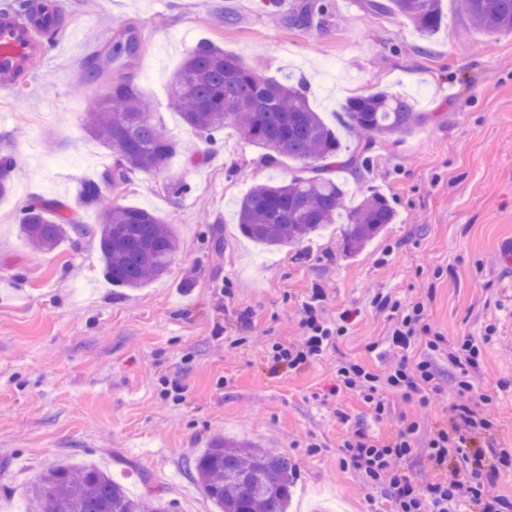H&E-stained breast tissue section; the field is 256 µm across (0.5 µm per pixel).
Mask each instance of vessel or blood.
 <instances>
[{"label":"vessel or blood","mask_w":512,"mask_h":512,"mask_svg":"<svg viewBox=\"0 0 512 512\" xmlns=\"http://www.w3.org/2000/svg\"><path fill=\"white\" fill-rule=\"evenodd\" d=\"M59 0L23 13L0 12V87L11 88L18 71L30 72L59 47L66 29L57 22Z\"/></svg>","instance_id":"vessel-or-blood-1"}]
</instances>
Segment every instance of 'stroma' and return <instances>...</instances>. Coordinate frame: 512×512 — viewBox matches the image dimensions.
Here are the masks:
<instances>
[{
    "label": "stroma",
    "mask_w": 512,
    "mask_h": 512,
    "mask_svg": "<svg viewBox=\"0 0 512 512\" xmlns=\"http://www.w3.org/2000/svg\"><path fill=\"white\" fill-rule=\"evenodd\" d=\"M303 2L62 0L65 50L31 81L0 89V154L17 160L0 199V512H21L49 466L86 462L136 494L146 482L163 485L178 512H214L189 462L224 436L294 460L289 512H391L384 486L342 464V444L358 430L389 439L416 422L402 468L415 484L435 479L427 445L464 401L448 355L466 339L481 348L469 375L491 398L495 423L472 444L512 448V34L465 33L453 0L427 40L404 17H370L359 0H323L324 14L297 28L289 19ZM131 35L143 43L128 73L152 121L181 145L162 172L133 173L118 193L103 189L108 203L148 209L180 239L167 273L135 290L104 278L98 214L79 198L81 183L100 179L112 160L84 125L87 97L106 84L81 86L83 70ZM203 41L261 63L267 75L304 80L331 126L350 96H412L420 125L377 140L363 178L341 173L348 206L377 191L395 223L352 254L335 225L293 248L243 238L240 198L301 165H266L233 127L208 141L184 123L169 88ZM173 180L189 192L168 194ZM36 198L65 202L90 233L31 252L19 222ZM320 288L327 318L350 314L345 335L304 365L274 363L273 344L298 335ZM378 295L421 303L429 331L409 356L431 358L441 385L424 408L390 395L382 420L336 375L344 361L379 372L391 364L371 350L390 334Z\"/></svg>",
    "instance_id": "35a3bbf8"
}]
</instances>
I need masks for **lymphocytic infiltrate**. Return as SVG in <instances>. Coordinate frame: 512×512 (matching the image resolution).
<instances>
[{
  "label": "lymphocytic infiltrate",
  "mask_w": 512,
  "mask_h": 512,
  "mask_svg": "<svg viewBox=\"0 0 512 512\" xmlns=\"http://www.w3.org/2000/svg\"><path fill=\"white\" fill-rule=\"evenodd\" d=\"M378 306L389 312L393 321L387 340L391 365L380 373L359 363L344 362L336 373L341 387L358 393L381 420L390 411L385 393L423 407L440 387L431 360L413 363L408 356L423 329L420 305L384 297ZM302 328L299 341L274 345V362L295 367L317 359L346 330L344 321L327 323L310 306L305 309ZM491 425L487 413L465 403L455 405L450 429L438 431L427 446V460L442 478L421 487L400 468L401 461L412 452L414 423H406L389 440L355 432L343 444L344 460L363 472L370 483L386 485L396 512H512V498L495 491L502 478L512 476V448H475L470 441L474 433ZM454 457L459 460L455 466L450 463Z\"/></svg>",
  "instance_id": "f902f5d3"
}]
</instances>
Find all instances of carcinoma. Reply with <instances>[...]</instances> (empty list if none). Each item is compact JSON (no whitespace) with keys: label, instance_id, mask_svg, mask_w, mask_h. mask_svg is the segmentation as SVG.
<instances>
[{"label":"carcinoma","instance_id":"cac0c4a2","mask_svg":"<svg viewBox=\"0 0 512 512\" xmlns=\"http://www.w3.org/2000/svg\"><path fill=\"white\" fill-rule=\"evenodd\" d=\"M456 2L470 29L490 36L512 33V0ZM361 7L374 17L400 15L423 38L440 28L444 15L442 0H361ZM322 9L304 4L293 15L294 25L311 27ZM169 96L192 129L210 134L231 125L263 150L267 163L286 158L303 163L305 174L246 192L237 211L243 236L266 248L297 246L327 225L341 224L344 247L352 253L394 223V207L375 191L347 209L346 190L330 173L370 170L376 138L406 133L421 122L411 100L383 90L350 97L342 122L357 144L344 151L336 131L311 107L304 82L278 80L210 42L192 49ZM86 129L113 154L103 182L116 192L136 171L165 169L181 148L151 121L140 88L124 75L112 80L103 97L92 99ZM16 165L13 155L0 156V198L12 187ZM101 183H83L80 196L84 205L100 210L98 249L105 275L116 287L142 288L168 270L177 236L147 209L104 206ZM20 230L27 244L46 252L88 227L63 202L39 198L23 211ZM191 470L216 512H288L295 466L285 454L249 440L215 438L192 460ZM26 512H175V505L160 491L133 496L95 466H55L30 488Z\"/></svg>","mask_w":512,"mask_h":512}]
</instances>
